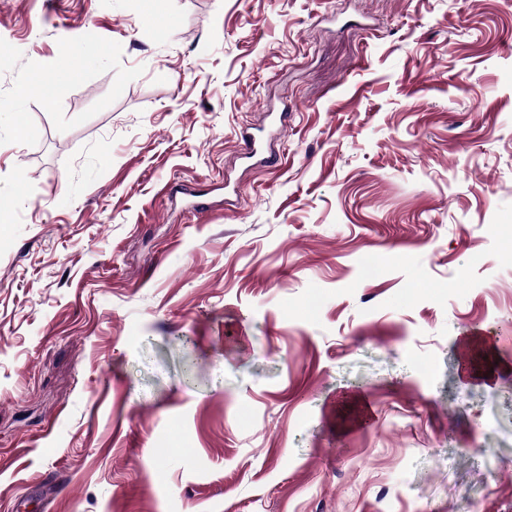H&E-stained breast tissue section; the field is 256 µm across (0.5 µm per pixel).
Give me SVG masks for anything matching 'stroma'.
Wrapping results in <instances>:
<instances>
[{
  "mask_svg": "<svg viewBox=\"0 0 512 512\" xmlns=\"http://www.w3.org/2000/svg\"><path fill=\"white\" fill-rule=\"evenodd\" d=\"M0 512H512V5L0 0Z\"/></svg>",
  "mask_w": 512,
  "mask_h": 512,
  "instance_id": "stroma-1",
  "label": "stroma"
}]
</instances>
